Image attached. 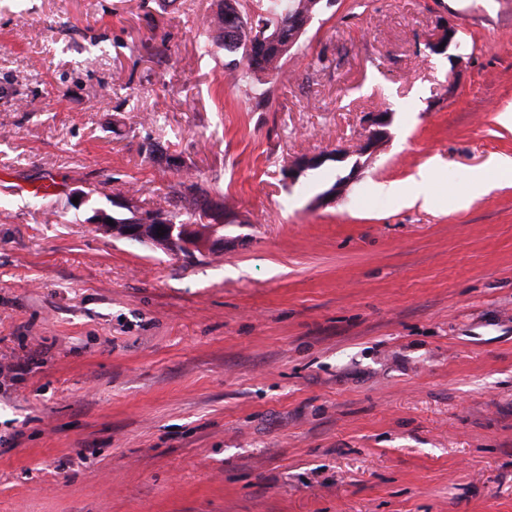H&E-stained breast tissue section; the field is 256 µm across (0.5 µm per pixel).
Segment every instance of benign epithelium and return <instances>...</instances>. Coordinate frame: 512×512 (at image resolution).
<instances>
[{
  "instance_id": "7a95c632",
  "label": "benign epithelium",
  "mask_w": 512,
  "mask_h": 512,
  "mask_svg": "<svg viewBox=\"0 0 512 512\" xmlns=\"http://www.w3.org/2000/svg\"><path fill=\"white\" fill-rule=\"evenodd\" d=\"M456 41V30L448 25V19H436L435 28L428 41L429 49L434 54H443ZM388 113L369 112L364 125L368 131L367 141L363 151L371 152L387 137ZM330 154L304 155L288 164V179L296 180L309 168L325 161ZM115 205L124 210L125 219H119L102 209L93 210L87 218V223L101 230H109L112 237L136 243H148L177 256L195 257L204 255L214 248L226 245L224 225L234 222V214L224 210V201L212 199L204 206V214L209 220L208 227L203 229L197 224L187 226L190 231L200 232L198 237H189L179 233L176 225L168 222L164 212H144L136 201L130 198L116 197ZM113 224H108V221ZM163 229L164 235H158V229Z\"/></svg>"
}]
</instances>
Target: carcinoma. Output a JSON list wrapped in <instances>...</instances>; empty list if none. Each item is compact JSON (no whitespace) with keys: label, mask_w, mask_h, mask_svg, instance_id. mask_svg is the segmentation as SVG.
<instances>
[{"label":"carcinoma","mask_w":512,"mask_h":512,"mask_svg":"<svg viewBox=\"0 0 512 512\" xmlns=\"http://www.w3.org/2000/svg\"><path fill=\"white\" fill-rule=\"evenodd\" d=\"M312 5L321 8L315 0H222L218 10L203 21L206 36L199 42V50L204 54L216 48L224 50L230 56L224 69L230 73L243 69L254 76L272 74L284 59L281 46L288 40V21L303 19ZM239 12L243 19L229 26L228 17ZM255 26L265 30L267 47L247 56L245 49ZM180 186L182 190L165 199L164 210L172 224L188 219V211L202 210L210 199L209 191L194 180L183 181Z\"/></svg>","instance_id":"cac0c4a2"}]
</instances>
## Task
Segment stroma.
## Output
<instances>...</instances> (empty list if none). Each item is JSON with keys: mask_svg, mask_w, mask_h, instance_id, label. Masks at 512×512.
Here are the masks:
<instances>
[{"mask_svg": "<svg viewBox=\"0 0 512 512\" xmlns=\"http://www.w3.org/2000/svg\"><path fill=\"white\" fill-rule=\"evenodd\" d=\"M217 8L0 0V512H512V0H335L258 81L198 53ZM151 142L223 252L89 224L178 187ZM453 42L455 46L458 45L456 41V30L452 26H448L447 18L439 17L436 19L431 38L427 42L429 49L433 54H444L448 51V48ZM442 43H445L444 48H440ZM388 112H368L364 125L368 131L364 152H372L387 137Z\"/></svg>", "mask_w": 512, "mask_h": 512, "instance_id": "1", "label": "stroma"}]
</instances>
